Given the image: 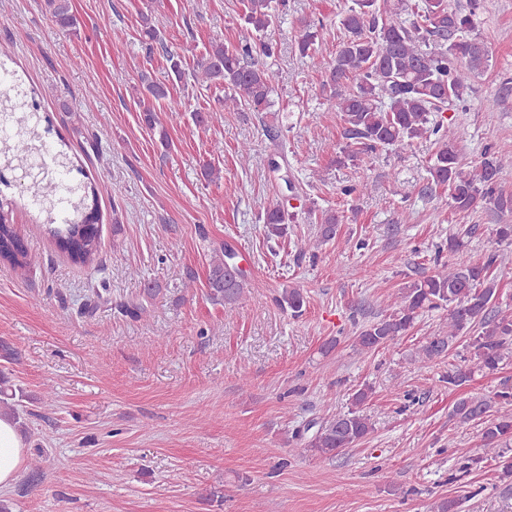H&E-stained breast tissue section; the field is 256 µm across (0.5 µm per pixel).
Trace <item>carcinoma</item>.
Segmentation results:
<instances>
[{
	"mask_svg": "<svg viewBox=\"0 0 512 512\" xmlns=\"http://www.w3.org/2000/svg\"><path fill=\"white\" fill-rule=\"evenodd\" d=\"M243 17L255 39L247 37L235 45L222 38L210 41L206 54L196 64L191 77L198 85H224V109L269 112L274 71L268 60L277 53L272 30L279 20L277 0H242ZM45 11L58 30L79 36L81 23L72 0H44ZM475 11L463 13L448 8V0H353L340 19L345 38L336 49L329 80L323 93L344 123L347 143L339 147L336 162L364 161L375 150L403 149L427 134L438 136L440 146L430 159L431 185L448 191L450 205L458 212L479 206L512 211V195L500 188L502 172L512 168V154L485 151L479 161L461 156L453 132L444 125L443 112L465 101L471 89L469 76L488 62L483 42L467 37L473 28ZM317 26L301 22L295 40L303 56L314 50ZM140 41L151 54L162 51L167 78L179 83L186 78L184 53L168 46L147 16L141 17ZM265 61L260 62L258 58ZM12 57L0 49V156L7 169H29L32 176L24 184L27 205L34 210L43 232L75 263L94 262L100 250V231L88 223L98 213L96 189L71 176L72 157L48 140L49 121L40 112L35 91L26 86L8 61ZM351 81L346 86L344 82ZM140 93L156 101L169 97L166 83L145 73L140 76ZM162 109L145 104L140 121L170 147L169 134L161 117ZM293 215L276 204L265 209L264 233L283 238ZM318 242L336 237L339 219L323 212L316 217ZM0 257L15 269L27 266L24 240L0 215ZM233 259L227 247L213 251L205 287L208 299L226 309L246 297L248 279L229 268ZM498 254L488 255L478 264H440L429 274L405 282L386 305L378 319L362 325L354 333L358 350L368 353L389 346L406 336L420 311L446 308L443 329L427 338L418 350V362L426 363L450 353L457 338H467L466 349L473 367L456 366L448 371V385L459 387L470 381L472 368L495 372L512 359V312L494 309L497 300ZM283 310L298 316L306 301L303 290L288 287L276 295ZM371 395L367 386L352 396V407L320 421H311L295 433L309 451L336 456L364 442L374 426L361 407ZM452 416L462 422L481 425L485 452L498 459L500 478L512 479V389L507 387L491 397H460L452 406Z\"/></svg>",
	"mask_w": 512,
	"mask_h": 512,
	"instance_id": "carcinoma-1",
	"label": "carcinoma"
}]
</instances>
